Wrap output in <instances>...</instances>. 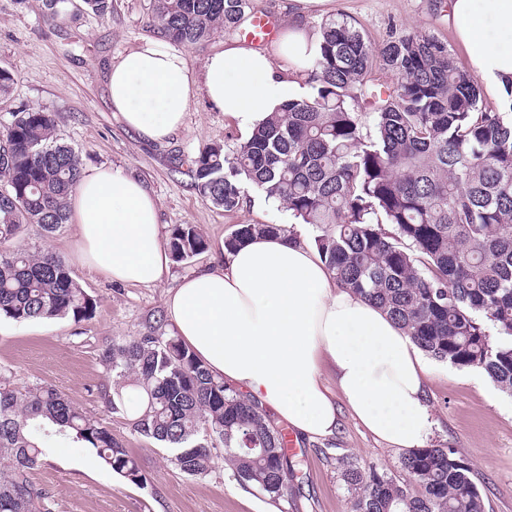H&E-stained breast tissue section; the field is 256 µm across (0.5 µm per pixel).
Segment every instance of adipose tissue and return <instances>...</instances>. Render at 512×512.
<instances>
[{
  "label": "adipose tissue",
  "instance_id": "ef3b65f1",
  "mask_svg": "<svg viewBox=\"0 0 512 512\" xmlns=\"http://www.w3.org/2000/svg\"><path fill=\"white\" fill-rule=\"evenodd\" d=\"M329 0H292L296 18L271 49L236 40L209 56L201 78L185 52L144 39L112 64L111 105L144 139L182 127L195 85L209 103L251 127L301 96L296 73L310 66L317 38L303 17ZM448 23L466 68L497 90L512 78V0H448ZM292 77L284 79L282 67ZM80 261L122 284L163 280L169 257L155 199L140 181L106 166L83 170L69 199ZM175 334L216 378L271 407L299 436L334 434L336 403L323 376L331 364L352 416L376 439L423 447L434 420L421 349L374 304L340 286L317 251L286 237L257 236L228 260L184 277L165 300Z\"/></svg>",
  "mask_w": 512,
  "mask_h": 512
}]
</instances>
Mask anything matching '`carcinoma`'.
<instances>
[{"label":"carcinoma","mask_w":512,"mask_h":512,"mask_svg":"<svg viewBox=\"0 0 512 512\" xmlns=\"http://www.w3.org/2000/svg\"><path fill=\"white\" fill-rule=\"evenodd\" d=\"M252 0H154L152 22L175 42L196 44L237 29ZM309 92L257 123L232 154L213 145L189 175L226 212L251 191L314 225L328 271L375 304L431 358L482 370L512 396V79L509 111L482 90L433 35L393 32L374 47L349 17L327 18ZM397 77L376 82L375 69ZM55 118L19 112L0 138V317L80 322L96 300L52 252L10 250L27 224L51 234L66 221L82 173L78 153L57 141ZM296 237L288 224H237L228 253L256 236ZM193 224L169 242L176 262L206 252ZM112 383L100 395L132 429L190 476L222 457L236 481L276 502L301 465L285 429L254 400L217 380L159 328L103 350ZM137 392L128 413L125 395ZM62 435L96 450L127 481L144 486L136 459L99 420L49 386L0 372V512H40L45 493L29 479L37 435ZM352 512H488L468 461L451 447L417 448L401 475L334 457Z\"/></svg>","instance_id":"cac0c4a2"}]
</instances>
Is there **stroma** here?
Masks as SVG:
<instances>
[{
	"mask_svg": "<svg viewBox=\"0 0 512 512\" xmlns=\"http://www.w3.org/2000/svg\"><path fill=\"white\" fill-rule=\"evenodd\" d=\"M151 3L112 0L102 17L83 0H68L49 24L45 0H0V69L14 76L9 96L0 97V133L22 110L53 113L59 138L79 152L83 167L110 166L147 185L157 201L163 239L181 224L197 225L214 245L238 224H292L302 240L313 242L319 228L295 224L286 209L260 194H251L240 209L228 213L195 186L187 171L200 151L220 144L230 153L247 136L245 128L208 103L202 89H195L181 130L162 143L143 139L113 112L110 67L143 39L157 36ZM339 15L354 19L372 44H382L395 30L426 33L446 43L456 63L465 61L439 0H331L305 23L315 33L324 17ZM75 242L76 229L69 222L51 236L28 225L11 241L14 249L60 256L96 298L97 308L91 319L79 323L0 318V370L21 385L55 388L103 422L137 459L148 483L128 482L95 449L56 436L45 440L42 460L29 474L46 494L41 512H349L350 496L333 456L348 454L361 466L398 473L400 451L377 440L343 406L332 436L303 442V466L279 501L240 486L221 460L208 474H182L163 449L106 407L99 393L106 380L100 355L109 344L142 335L150 316L165 310L168 291L209 265L213 254L171 263L163 282L131 286L81 265ZM426 397L434 415L429 445L458 449L478 474L489 512H512V397L481 370L434 360Z\"/></svg>",
	"mask_w": 512,
	"mask_h": 512,
	"instance_id": "35a3bbf8",
	"label": "stroma"
}]
</instances>
